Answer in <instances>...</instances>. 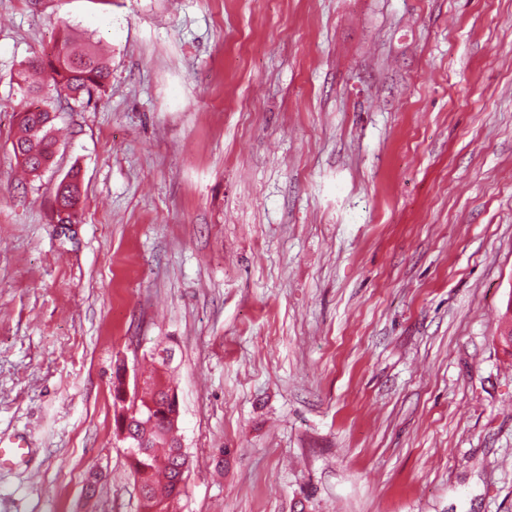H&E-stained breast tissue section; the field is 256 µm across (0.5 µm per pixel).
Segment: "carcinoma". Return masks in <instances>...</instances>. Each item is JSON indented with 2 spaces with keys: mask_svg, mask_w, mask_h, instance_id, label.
<instances>
[{
  "mask_svg": "<svg viewBox=\"0 0 512 512\" xmlns=\"http://www.w3.org/2000/svg\"><path fill=\"white\" fill-rule=\"evenodd\" d=\"M33 71L46 75L57 96L79 101L104 86L109 60L95 42L86 39L78 44L66 33L57 40L50 56L36 58L17 71L16 84L29 103L18 120L12 147L16 159L36 177L51 163L55 141L50 135L54 119L51 102L41 95V85L30 80ZM68 178V184H58L55 201L75 211L80 203L79 172L71 171ZM170 372L171 367L158 363L155 372L144 380L146 390L130 417V432L141 445L129 458L132 479L143 493L140 512H177L182 496L179 484L189 470V457L179 434L180 409L171 400L177 391ZM163 404L173 417L152 419V407Z\"/></svg>",
  "mask_w": 512,
  "mask_h": 512,
  "instance_id": "obj_1",
  "label": "carcinoma"
}]
</instances>
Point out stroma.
<instances>
[{
    "mask_svg": "<svg viewBox=\"0 0 512 512\" xmlns=\"http://www.w3.org/2000/svg\"><path fill=\"white\" fill-rule=\"evenodd\" d=\"M65 28L110 74L33 177ZM511 301L512 0H0V512H138L112 371L160 344L178 512H512ZM45 57L29 61L15 75L17 86L30 102L18 120L12 147L16 159L34 177L51 163L55 141L50 135L54 119L51 102L41 95V85L30 80L31 71L45 74L58 97L74 101L85 96L90 99L109 75V60L96 43L86 39L77 44L69 33L60 37L54 52ZM70 178V182L63 186L64 180ZM57 186L55 202L61 201L72 208V216L76 213L80 203L79 171L72 170Z\"/></svg>",
    "mask_w": 512,
    "mask_h": 512,
    "instance_id": "stroma-1",
    "label": "stroma"
}]
</instances>
